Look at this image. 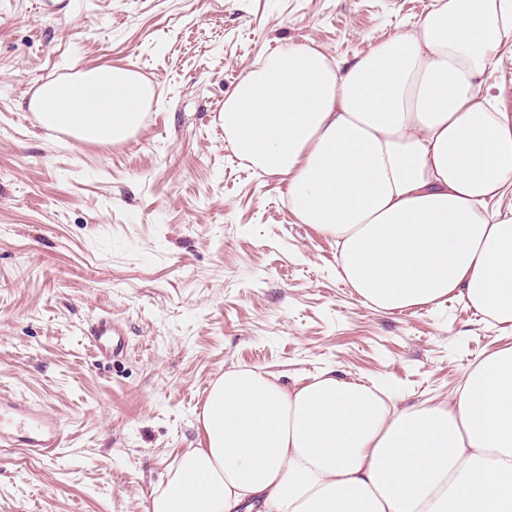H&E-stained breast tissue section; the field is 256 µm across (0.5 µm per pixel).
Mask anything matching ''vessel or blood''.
<instances>
[{
    "label": "vessel or blood",
    "mask_w": 512,
    "mask_h": 512,
    "mask_svg": "<svg viewBox=\"0 0 512 512\" xmlns=\"http://www.w3.org/2000/svg\"><path fill=\"white\" fill-rule=\"evenodd\" d=\"M89 342L96 357L111 359L127 350L123 324L108 315L98 316L88 328ZM63 446L61 418L41 401L0 395V447L46 458Z\"/></svg>",
    "instance_id": "vessel-or-blood-1"
}]
</instances>
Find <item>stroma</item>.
<instances>
[{"label":"stroma","instance_id":"stroma-1","mask_svg":"<svg viewBox=\"0 0 512 512\" xmlns=\"http://www.w3.org/2000/svg\"><path fill=\"white\" fill-rule=\"evenodd\" d=\"M431 2L0 0V392L46 402L66 436L51 460L0 450V512H149L233 367L285 386L332 369L410 405L512 346L456 299L366 306L285 182L224 141V98L261 56L288 41L351 61ZM100 65L152 85L139 132L43 129L38 85ZM102 314L128 331L109 363L85 335Z\"/></svg>","mask_w":512,"mask_h":512}]
</instances>
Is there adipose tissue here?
<instances>
[{"label": "adipose tissue", "mask_w": 512, "mask_h": 512, "mask_svg": "<svg viewBox=\"0 0 512 512\" xmlns=\"http://www.w3.org/2000/svg\"><path fill=\"white\" fill-rule=\"evenodd\" d=\"M512 51V0H432L405 32L344 64L287 43L224 99V140L287 184L296 219L336 242L344 281L372 309L458 298L512 330V113L484 77ZM135 71L99 66L42 83L43 128L92 144L136 134L152 101ZM199 439L150 512H512V347L442 400L325 370L291 386L232 368Z\"/></svg>", "instance_id": "obj_1"}]
</instances>
